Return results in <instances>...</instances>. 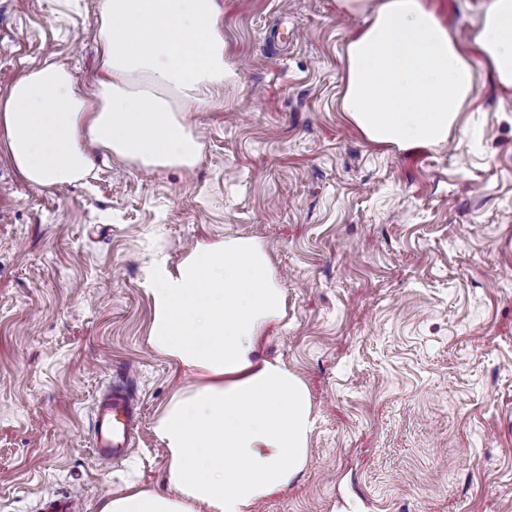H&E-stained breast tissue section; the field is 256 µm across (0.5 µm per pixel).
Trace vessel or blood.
<instances>
[{
    "label": "vessel or blood",
    "instance_id": "b4317fda",
    "mask_svg": "<svg viewBox=\"0 0 512 512\" xmlns=\"http://www.w3.org/2000/svg\"><path fill=\"white\" fill-rule=\"evenodd\" d=\"M139 408L131 386L109 383L96 400L93 413V452L97 458L121 461L128 457L139 424Z\"/></svg>",
    "mask_w": 512,
    "mask_h": 512
}]
</instances>
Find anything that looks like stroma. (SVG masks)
Here are the masks:
<instances>
[{
    "label": "stroma",
    "mask_w": 512,
    "mask_h": 512,
    "mask_svg": "<svg viewBox=\"0 0 512 512\" xmlns=\"http://www.w3.org/2000/svg\"><path fill=\"white\" fill-rule=\"evenodd\" d=\"M233 80L188 119L191 171L103 151L34 187L0 150V512L166 491L154 425L197 383L148 344L144 279L199 242L258 239L286 296L263 351L307 386L304 470L255 512H512V90L489 77L447 142L370 143L340 110L364 17L340 0H223ZM453 37L482 0H431ZM97 0H0V96L52 60L98 73ZM127 379L130 456L96 459L95 401Z\"/></svg>",
    "instance_id": "stroma-1"
}]
</instances>
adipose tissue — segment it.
<instances>
[{"label": "adipose tissue", "mask_w": 512, "mask_h": 512, "mask_svg": "<svg viewBox=\"0 0 512 512\" xmlns=\"http://www.w3.org/2000/svg\"><path fill=\"white\" fill-rule=\"evenodd\" d=\"M366 13L345 48L342 110L371 142L408 150L445 142L476 84L472 55L512 88V0H489L465 53L426 0H342ZM218 0H98L93 93L48 61L0 97V147L39 187L71 184L102 148L142 169H191L203 144L185 114L232 76ZM148 343L198 374L157 419L168 494L106 497L101 512H254L306 465L309 392L261 358L266 328L285 315L270 258L251 237L197 244L159 261L143 283Z\"/></svg>", "instance_id": "ef3b65f1"}]
</instances>
